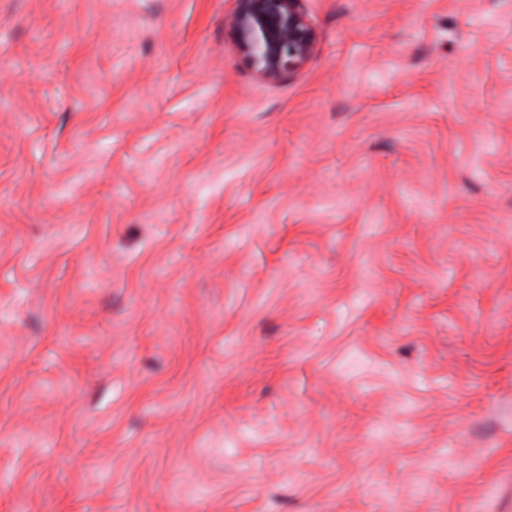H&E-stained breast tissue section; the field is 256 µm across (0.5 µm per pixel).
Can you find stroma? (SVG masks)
Segmentation results:
<instances>
[{
  "mask_svg": "<svg viewBox=\"0 0 512 512\" xmlns=\"http://www.w3.org/2000/svg\"><path fill=\"white\" fill-rule=\"evenodd\" d=\"M0 0V512H512V0ZM304 1L237 0V8L226 18L238 51L252 60L263 79L279 80L311 57L315 33Z\"/></svg>",
  "mask_w": 512,
  "mask_h": 512,
  "instance_id": "35a3bbf8",
  "label": "stroma"
}]
</instances>
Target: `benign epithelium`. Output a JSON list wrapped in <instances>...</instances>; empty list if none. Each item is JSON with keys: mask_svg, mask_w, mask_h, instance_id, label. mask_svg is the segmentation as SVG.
<instances>
[{"mask_svg": "<svg viewBox=\"0 0 512 512\" xmlns=\"http://www.w3.org/2000/svg\"><path fill=\"white\" fill-rule=\"evenodd\" d=\"M226 18L238 51L247 55L258 74L276 81L298 70L311 57L315 33L304 0H237Z\"/></svg>", "mask_w": 512, "mask_h": 512, "instance_id": "7a95c632", "label": "benign epithelium"}]
</instances>
